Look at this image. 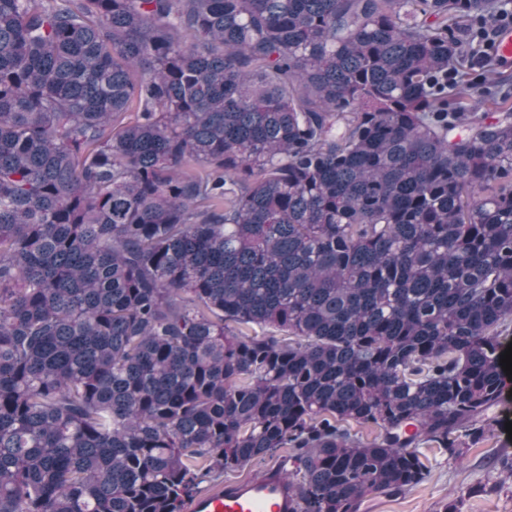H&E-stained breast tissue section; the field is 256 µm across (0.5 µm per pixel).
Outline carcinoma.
Wrapping results in <instances>:
<instances>
[{"label": "carcinoma", "instance_id": "carcinoma-1", "mask_svg": "<svg viewBox=\"0 0 512 512\" xmlns=\"http://www.w3.org/2000/svg\"><path fill=\"white\" fill-rule=\"evenodd\" d=\"M505 15L0 0V512H183L282 449L359 512L485 439L512 100L460 34ZM486 54L493 60L495 63L494 58L490 54V47H486ZM495 68V69H494ZM492 69V67L484 66L481 62H477L474 66V74L475 77L478 79L477 88L479 91L486 90L488 88L495 89L502 95H508L509 97L512 96V83L509 82L508 84H500L497 82V70H502L498 68V66L495 63V66Z\"/></svg>", "mask_w": 512, "mask_h": 512}]
</instances>
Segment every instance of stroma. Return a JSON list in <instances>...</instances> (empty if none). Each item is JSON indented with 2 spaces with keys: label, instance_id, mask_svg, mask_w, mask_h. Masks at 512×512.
I'll use <instances>...</instances> for the list:
<instances>
[{
  "label": "stroma",
  "instance_id": "stroma-1",
  "mask_svg": "<svg viewBox=\"0 0 512 512\" xmlns=\"http://www.w3.org/2000/svg\"><path fill=\"white\" fill-rule=\"evenodd\" d=\"M493 432L484 441L468 448L463 461L449 459L440 448L422 446L428 468L423 483L401 495H371L360 512H441L447 500L473 487L477 493L464 499L461 512H512V485L501 482V462L512 459V437L505 430L512 421V403L501 402L489 412Z\"/></svg>",
  "mask_w": 512,
  "mask_h": 512
}]
</instances>
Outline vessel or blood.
<instances>
[{"label": "vessel or blood", "mask_w": 512, "mask_h": 512, "mask_svg": "<svg viewBox=\"0 0 512 512\" xmlns=\"http://www.w3.org/2000/svg\"><path fill=\"white\" fill-rule=\"evenodd\" d=\"M299 503L282 468L274 466L254 479L226 481L215 491L195 496L188 512H298Z\"/></svg>", "instance_id": "vessel-or-blood-1"}]
</instances>
